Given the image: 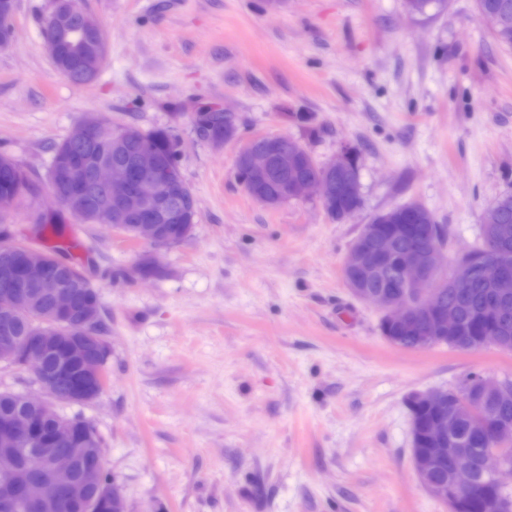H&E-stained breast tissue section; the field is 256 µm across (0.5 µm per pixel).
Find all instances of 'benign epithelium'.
Listing matches in <instances>:
<instances>
[{
    "label": "benign epithelium",
    "mask_w": 512,
    "mask_h": 512,
    "mask_svg": "<svg viewBox=\"0 0 512 512\" xmlns=\"http://www.w3.org/2000/svg\"><path fill=\"white\" fill-rule=\"evenodd\" d=\"M77 16L86 35L84 52L73 58L66 54L63 41L51 36L44 38V45L49 57L58 61L56 74L67 80L91 81L106 61V39L101 26L76 0H56L48 24L65 34ZM103 125L101 116L90 114L72 130L70 141L86 146V152L78 161L64 157L55 164L49 182L55 202L59 209L85 223L110 218L120 222L139 214L136 239L154 248L169 246L156 211L179 192L184 180L176 157L164 158L142 147L127 158L114 160L111 146L90 144V133ZM238 138L236 119L226 112L224 132L209 135L208 141L221 146ZM258 139L265 142L261 150L253 147ZM353 151L354 147L344 144L334 158L316 165L313 176L295 178L293 168L306 149L285 135L255 134L240 149L236 170L249 192L271 184L277 186L278 193L257 197L268 206L302 199L313 190L321 208L326 210L339 192L360 194L359 177L349 168ZM87 183L93 187L90 199L83 190ZM506 206L508 200L503 199L491 211L486 248L495 257L482 263L498 312L506 311L512 302V262L500 247L512 238V226L498 223V209ZM385 222L386 218L379 216L362 225L350 246L343 264L350 292L378 307L388 323L414 329L419 350L450 339L470 351L505 347L506 337L495 331L478 339L455 335V313L442 307L438 288L465 287L476 272V263L462 256L449 277L439 278L445 255L425 224L399 253L404 289L372 292L360 286L359 279L376 272L394 251L393 239L379 230ZM47 302L56 315L76 318L81 330L69 327L66 335L53 336L32 325L27 335H14L12 324L18 309L24 306L37 311ZM99 319V302H78L77 291L51 273L43 251L28 249L19 267L8 260L0 262V363L30 371L44 395L40 400L15 395L16 410L0 424V512H55L54 489L67 491L69 499L83 506V512H101L102 502L106 512H125L120 487L98 481L104 462L101 452L92 447L96 436L76 437L68 418L54 407L56 402L86 403L101 394L108 348L92 332ZM74 365L79 366V380L65 389L60 378ZM510 398L512 382L482 374L472 377L460 391L435 390L412 397L413 402H422L435 412L429 428L433 447L413 454V466L426 492L446 504L448 512H456L465 491L474 484L469 449L447 447L458 421L465 416L474 419L481 410ZM495 432L499 448L484 458L483 468L506 487L504 475L512 471V424H499ZM446 460L450 461L448 481L432 480V471Z\"/></svg>",
    "instance_id": "benign-epithelium-1"
}]
</instances>
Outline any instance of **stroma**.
Wrapping results in <instances>:
<instances>
[{"label":"stroma","instance_id":"1","mask_svg":"<svg viewBox=\"0 0 512 512\" xmlns=\"http://www.w3.org/2000/svg\"><path fill=\"white\" fill-rule=\"evenodd\" d=\"M107 61L91 83L45 51L53 0H16L0 47V154L37 194L0 216L16 242L56 250L97 289L107 380L63 407L102 439L126 512H448L411 460L407 400L472 372L512 376V352L389 344L343 260L363 224L418 203L455 260L512 193V48L476 0L422 15L404 0H82ZM234 114L242 137L297 139L315 161L358 154L361 208L331 220L315 197L270 208L237 179L236 142L214 147L192 115ZM171 128L197 202L180 243L151 250L54 211L55 145L89 114ZM55 223L38 233L34 208ZM156 253L143 279L138 262Z\"/></svg>","mask_w":512,"mask_h":512}]
</instances>
